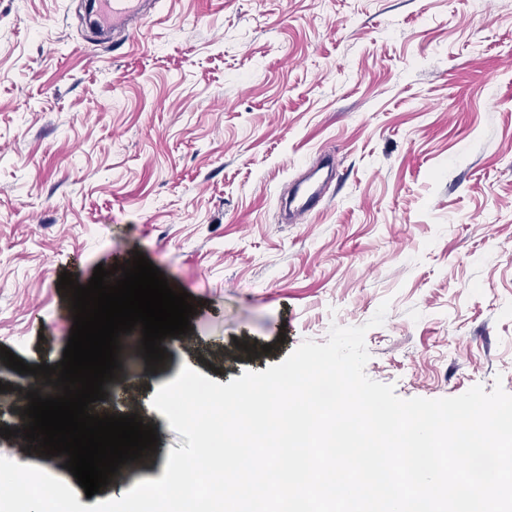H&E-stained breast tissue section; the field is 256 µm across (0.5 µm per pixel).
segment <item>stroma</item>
Segmentation results:
<instances>
[{"instance_id": "35a3bbf8", "label": "stroma", "mask_w": 512, "mask_h": 512, "mask_svg": "<svg viewBox=\"0 0 512 512\" xmlns=\"http://www.w3.org/2000/svg\"><path fill=\"white\" fill-rule=\"evenodd\" d=\"M82 0H0V341L53 365L62 273L142 252L195 305L149 368L127 344L116 414L159 445L69 512L164 480L186 440L151 406L183 357L228 384L331 325L369 329L365 372L400 398L512 393V0H159L128 39ZM319 205L280 201L326 157ZM0 428L37 378L0 361Z\"/></svg>"}]
</instances>
